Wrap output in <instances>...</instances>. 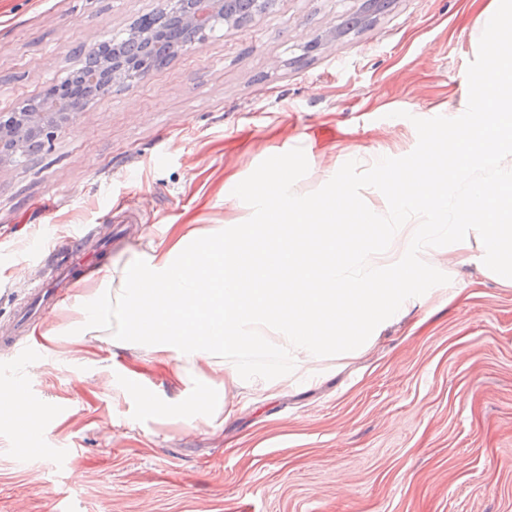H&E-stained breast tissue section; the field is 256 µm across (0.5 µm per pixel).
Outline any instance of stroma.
<instances>
[{
  "label": "stroma",
  "instance_id": "obj_1",
  "mask_svg": "<svg viewBox=\"0 0 512 512\" xmlns=\"http://www.w3.org/2000/svg\"><path fill=\"white\" fill-rule=\"evenodd\" d=\"M277 0L223 25L130 89L87 102L27 164L0 171V337L53 332L34 363L0 354V390L60 419L36 446L0 418V512H512V286L447 251L450 278L358 356L297 363L286 389L232 393L229 416L133 419L116 376L138 366L163 400L187 397L177 357L76 346L88 276L167 238V225L238 224L222 195L264 159L303 148L307 194L348 160L417 144L413 118L461 101L490 0ZM159 0H0V113L65 79L76 50L124 37ZM357 20L344 26L347 17ZM67 306L32 308L38 284Z\"/></svg>",
  "mask_w": 512,
  "mask_h": 512
}]
</instances>
